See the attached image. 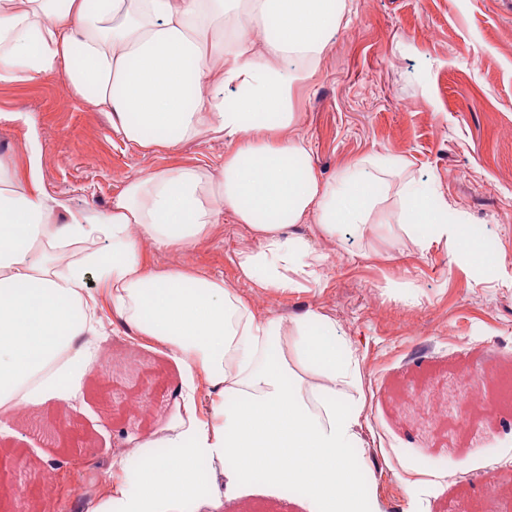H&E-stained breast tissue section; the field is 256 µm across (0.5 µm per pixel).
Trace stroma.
Returning <instances> with one entry per match:
<instances>
[{
    "mask_svg": "<svg viewBox=\"0 0 512 512\" xmlns=\"http://www.w3.org/2000/svg\"><path fill=\"white\" fill-rule=\"evenodd\" d=\"M291 136L304 139L324 180L349 161L393 156L371 223L400 221L407 183L425 185L451 214L481 230L497 254L493 275L454 259L455 242L416 247L402 232L357 241L321 238L314 220L295 232L331 262L318 281L288 294L241 279L237 260L254 248L248 231L224 221L192 253L147 250L151 268L193 267L223 279L262 316L317 310L350 340L362 371L363 441L352 454L359 478L374 476L385 512H512V0H352L314 78L297 91ZM0 156L24 170L40 146L41 187L77 209L109 211L130 179L181 165L218 173L231 146L210 134L170 149L139 151L113 137L107 115L75 97L63 75L0 85ZM97 369L81 402H53L0 424V512L21 502L39 512H89L111 484L133 479L118 451L149 439L180 415V372L161 347L129 335L112 312ZM489 374L491 422L458 414L438 421L417 402L439 397L455 374ZM151 387L149 415L129 403ZM501 484L489 491L486 471ZM80 473L79 484L70 474ZM191 512H306L297 494L254 487Z\"/></svg>",
    "mask_w": 512,
    "mask_h": 512,
    "instance_id": "obj_1",
    "label": "stroma"
}]
</instances>
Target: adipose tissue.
Listing matches in <instances>:
<instances>
[{
	"mask_svg": "<svg viewBox=\"0 0 512 512\" xmlns=\"http://www.w3.org/2000/svg\"><path fill=\"white\" fill-rule=\"evenodd\" d=\"M348 0H0V85L64 74L77 98L106 112L136 150L207 133L232 150L221 182L197 166L127 181L110 211L73 209L45 194L39 147L27 177L0 158V417L19 406L78 401L93 373L99 298L135 336L167 347L186 418L93 512H182L197 495V462H231L209 498L261 484L304 487L309 512H382L372 481L349 467L365 403L359 361L326 315H257L223 280L156 272L146 247L192 251L232 216L256 243L242 278L267 292L303 290L327 255L293 229L314 217L321 236L390 232L369 217L399 158H358L321 180L305 140L288 135L294 89L318 71ZM401 231L419 248L452 238L475 271L496 268L472 225L420 185L402 196ZM213 401L200 415L195 382Z\"/></svg>",
	"mask_w": 512,
	"mask_h": 512,
	"instance_id": "adipose-tissue-1",
	"label": "adipose tissue"
}]
</instances>
